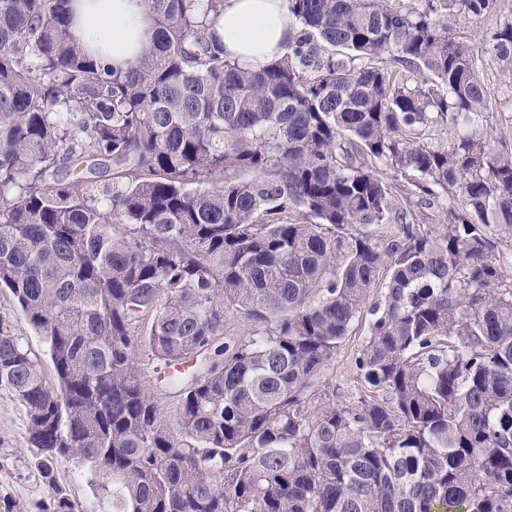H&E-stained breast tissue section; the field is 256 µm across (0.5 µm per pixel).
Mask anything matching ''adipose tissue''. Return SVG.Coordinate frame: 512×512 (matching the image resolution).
I'll use <instances>...</instances> for the list:
<instances>
[{
  "mask_svg": "<svg viewBox=\"0 0 512 512\" xmlns=\"http://www.w3.org/2000/svg\"><path fill=\"white\" fill-rule=\"evenodd\" d=\"M295 28L287 0H224L215 33L225 57L259 69L285 52ZM75 30L88 51L118 69L152 42L145 0H84Z\"/></svg>",
  "mask_w": 512,
  "mask_h": 512,
  "instance_id": "ef3b65f1",
  "label": "adipose tissue"
}]
</instances>
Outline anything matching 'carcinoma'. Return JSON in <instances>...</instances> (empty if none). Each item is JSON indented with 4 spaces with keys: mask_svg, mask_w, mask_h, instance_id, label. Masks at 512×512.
Listing matches in <instances>:
<instances>
[{
    "mask_svg": "<svg viewBox=\"0 0 512 512\" xmlns=\"http://www.w3.org/2000/svg\"><path fill=\"white\" fill-rule=\"evenodd\" d=\"M146 2L114 69L73 0H0V289L55 372L0 327V388L53 512L74 458L110 512H512V145L478 67L512 74V19L472 45L452 19L497 0H287L251 70L224 0ZM145 349L196 362L173 423ZM362 336L355 334V331L346 336L343 341L334 363L328 370L327 379L331 387L336 388V394L353 397L356 394V375L353 372L351 359L353 353L360 346ZM138 359L144 380L147 381L146 384L151 385V391L154 392L156 399L163 407L167 420L173 422L175 420L174 402L177 398L174 397L173 391L160 386L157 382L164 373L166 375L171 369L157 364L148 350L141 351Z\"/></svg>",
    "mask_w": 512,
    "mask_h": 512,
    "instance_id": "carcinoma-1",
    "label": "carcinoma"
}]
</instances>
